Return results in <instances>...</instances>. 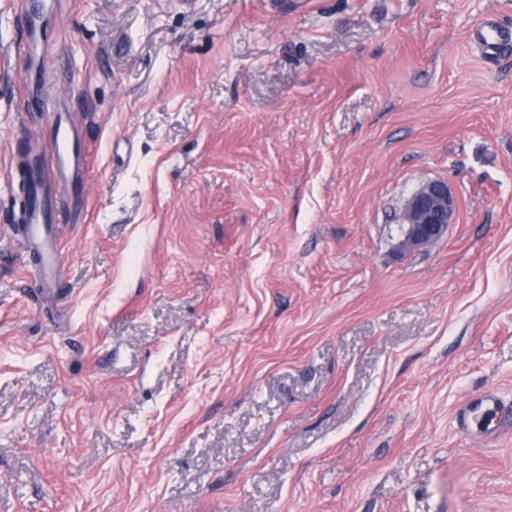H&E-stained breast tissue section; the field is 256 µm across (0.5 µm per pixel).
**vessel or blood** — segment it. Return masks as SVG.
<instances>
[{
  "instance_id": "b4317fda",
  "label": "vessel or blood",
  "mask_w": 512,
  "mask_h": 512,
  "mask_svg": "<svg viewBox=\"0 0 512 512\" xmlns=\"http://www.w3.org/2000/svg\"><path fill=\"white\" fill-rule=\"evenodd\" d=\"M21 19L26 38L16 45L17 55L29 54L38 39L40 17L48 10L47 0H21ZM474 41L483 54L492 56L506 46H512V28L490 20L480 23L474 31ZM37 108L52 116L48 147L44 153L24 159L27 181L32 197L17 221L21 224V238L26 247L34 251L39 261L34 271L38 283L45 288L54 287L56 272L61 265L54 226L62 208V200L54 188V181L78 173L87 166L79 128L54 102L41 99Z\"/></svg>"
}]
</instances>
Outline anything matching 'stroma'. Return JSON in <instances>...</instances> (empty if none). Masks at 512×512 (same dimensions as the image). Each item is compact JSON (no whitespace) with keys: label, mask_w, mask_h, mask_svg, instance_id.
<instances>
[{"label":"stroma","mask_w":512,"mask_h":512,"mask_svg":"<svg viewBox=\"0 0 512 512\" xmlns=\"http://www.w3.org/2000/svg\"><path fill=\"white\" fill-rule=\"evenodd\" d=\"M61 3L90 190L41 288L0 0V512H512V0ZM474 41L483 54L492 56L506 46H512V28L491 20L480 23L474 31ZM457 201L448 183L441 180L422 184L404 203L399 246L403 251L427 247L442 239L454 223Z\"/></svg>","instance_id":"35a3bbf8"}]
</instances>
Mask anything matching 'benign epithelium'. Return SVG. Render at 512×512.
I'll use <instances>...</instances> for the list:
<instances>
[{
    "label": "benign epithelium",
    "instance_id": "1",
    "mask_svg": "<svg viewBox=\"0 0 512 512\" xmlns=\"http://www.w3.org/2000/svg\"><path fill=\"white\" fill-rule=\"evenodd\" d=\"M457 201L448 183L441 180L422 184L404 203L399 246L404 251L427 247L443 238L454 223Z\"/></svg>",
    "mask_w": 512,
    "mask_h": 512
}]
</instances>
